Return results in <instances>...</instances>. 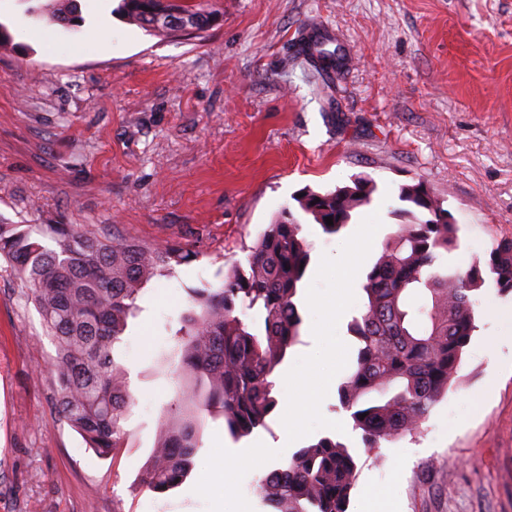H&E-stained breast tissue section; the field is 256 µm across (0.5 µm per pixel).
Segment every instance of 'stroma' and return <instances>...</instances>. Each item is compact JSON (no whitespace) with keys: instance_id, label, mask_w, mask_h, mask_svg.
Returning a JSON list of instances; mask_svg holds the SVG:
<instances>
[{"instance_id":"35a3bbf8","label":"stroma","mask_w":512,"mask_h":512,"mask_svg":"<svg viewBox=\"0 0 512 512\" xmlns=\"http://www.w3.org/2000/svg\"><path fill=\"white\" fill-rule=\"evenodd\" d=\"M217 18L166 35L129 24L120 0H77L81 31L0 0L14 48L0 49V223L78 224L143 244L175 240L190 264L152 279L120 346L137 404L127 447L88 448L59 415L55 354L28 288L0 270V512H222L205 490L216 449L244 455L301 433L261 467L230 474L245 512H266L264 471L333 435L361 466L348 512H512L511 297L486 286L459 382L415 434L365 448L337 387L357 343L346 324L363 292L336 266L363 225L369 264L396 229L398 194L420 179L460 227L452 267L512 237V0H204ZM342 65L324 90L300 53L312 24ZM359 176L377 185L337 236L303 224L313 246L302 342L275 378L270 431L233 441L206 418L192 471L164 495L139 484L181 384L170 335L189 291L245 261L259 232L300 192ZM339 304L336 320L323 311Z\"/></svg>"}]
</instances>
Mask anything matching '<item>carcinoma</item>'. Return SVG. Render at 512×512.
<instances>
[{
  "label": "carcinoma",
  "instance_id": "cac0c4a2",
  "mask_svg": "<svg viewBox=\"0 0 512 512\" xmlns=\"http://www.w3.org/2000/svg\"><path fill=\"white\" fill-rule=\"evenodd\" d=\"M73 2L54 0L49 13L77 31L81 17ZM120 10L129 23L165 33L171 29L155 25L156 18L186 14L199 30L213 19L200 0H122ZM303 51L328 74L341 66L337 47L311 42ZM376 191L372 179L359 176L293 200L325 234L337 235ZM398 200L407 207L393 213L404 221L365 273L363 307L347 324L360 346L337 389L342 411L367 448L419 431L459 380L476 330L483 271L493 275L498 294L512 295L511 237L495 241L485 259L453 268L445 255L458 244V226L442 202L420 179L402 186ZM311 252L287 207L260 232L245 263L229 267L215 284L192 289V309L172 336L171 359L178 360L181 376L177 412L141 478L148 490L164 495L187 478L205 416L222 417L235 440L268 428L278 404L273 377L301 342L297 298ZM195 256L175 241L146 247L72 224H0V260L29 288L55 344L49 368L59 412L103 457L128 439L124 423L134 398L114 350L135 300L152 278L172 274ZM248 310L259 320H245ZM358 475L359 460L349 447L324 436L260 479L258 491L268 512H347Z\"/></svg>",
  "mask_w": 512,
  "mask_h": 512
}]
</instances>
